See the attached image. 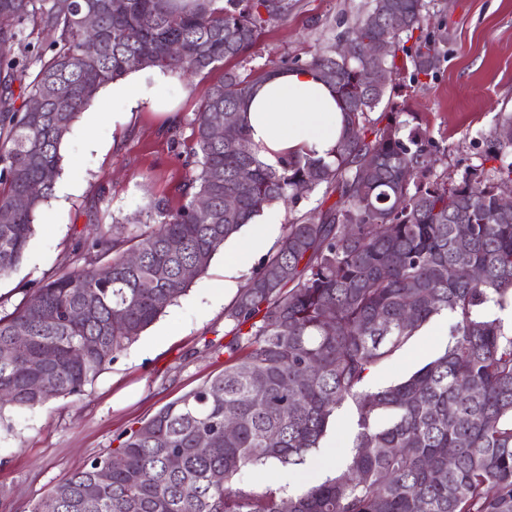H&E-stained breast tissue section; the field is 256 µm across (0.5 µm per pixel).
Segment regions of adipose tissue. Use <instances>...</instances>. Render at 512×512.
Returning a JSON list of instances; mask_svg holds the SVG:
<instances>
[{
    "instance_id": "obj_1",
    "label": "adipose tissue",
    "mask_w": 512,
    "mask_h": 512,
    "mask_svg": "<svg viewBox=\"0 0 512 512\" xmlns=\"http://www.w3.org/2000/svg\"><path fill=\"white\" fill-rule=\"evenodd\" d=\"M249 144L268 166L290 157L329 158L344 132V114L333 88L311 69L273 70L258 83L243 107ZM277 204L256 216L257 230L240 239L224 267L225 278L264 250L269 226L282 223Z\"/></svg>"
}]
</instances>
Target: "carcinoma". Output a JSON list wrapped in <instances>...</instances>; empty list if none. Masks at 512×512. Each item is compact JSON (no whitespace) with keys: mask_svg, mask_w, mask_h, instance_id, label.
<instances>
[{"mask_svg":"<svg viewBox=\"0 0 512 512\" xmlns=\"http://www.w3.org/2000/svg\"><path fill=\"white\" fill-rule=\"evenodd\" d=\"M60 2L0 0L1 276L22 260L54 194L63 141L94 97L86 85L98 90L147 67L199 75L241 63L294 8L293 0H224L220 9L215 0ZM431 2L371 0L341 37L348 55L331 44L309 61L275 65L315 69L336 89L345 130L332 159L290 158L274 169L240 151L248 143L241 106L268 70H226L202 91L193 119L185 204L156 201L151 227L126 237L101 231L82 264L45 279L0 316L1 418L7 408L81 394L185 294L192 279L182 269L204 274L264 206L298 198L300 185L338 196L288 224L225 310L224 371L59 482L57 512H512V334L479 316L512 297V210L500 206L512 162L485 167L512 154V137L500 134L512 130V114L499 117L481 163L454 178L437 172L439 149L423 132L402 135L400 113L381 108L396 77L418 85L447 54L448 33L425 26ZM89 13L91 35L83 26ZM42 28L57 34L48 58L29 41ZM378 38L389 43L385 55L360 53L363 41ZM35 62L27 99L41 100L42 111L28 112L14 106L12 85ZM226 117L232 140L214 135V122ZM33 186L28 205L12 209ZM460 266L479 269L480 280L457 278ZM74 308L78 321L68 317ZM443 312L455 320L443 352L400 383L366 389L371 370ZM47 350L49 363L33 366ZM348 400L359 432L341 472L297 496L236 485L248 467L304 463ZM114 456L112 482L87 492ZM215 471L224 474L220 485L211 482Z\"/></svg>","mask_w":512,"mask_h":512,"instance_id":"obj_1","label":"carcinoma"}]
</instances>
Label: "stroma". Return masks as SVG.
<instances>
[{
    "mask_svg": "<svg viewBox=\"0 0 512 512\" xmlns=\"http://www.w3.org/2000/svg\"><path fill=\"white\" fill-rule=\"evenodd\" d=\"M370 0H295L285 21L266 29L247 51L249 66L281 57L310 58L333 43ZM428 26L445 28L448 55L436 76L393 90L392 102L407 128H420L444 152L440 169L461 174L478 163L501 112L512 111V0H434ZM152 68L134 76L151 101L130 108L104 87L65 138L55 192L43 206L20 264L0 277V314L10 313L38 284L77 264L85 242L99 228L130 232L144 227L157 200L183 202L191 174L184 159L195 145L192 120L200 92L218 83L223 70L156 80ZM173 107L181 122L170 139L169 117L156 104ZM229 249L218 251L207 271L139 338L119 352L82 394L0 416V512H30L54 486L97 456L118 447L125 431L138 427L166 403L202 386L224 369L216 348L228 324L224 312L234 296L212 301L224 283ZM451 320L434 316L367 383L377 390L406 379L444 348ZM358 415L352 403L336 412L322 448L337 461L351 454Z\"/></svg>",
    "mask_w": 512,
    "mask_h": 512,
    "instance_id": "1",
    "label": "stroma"
}]
</instances>
